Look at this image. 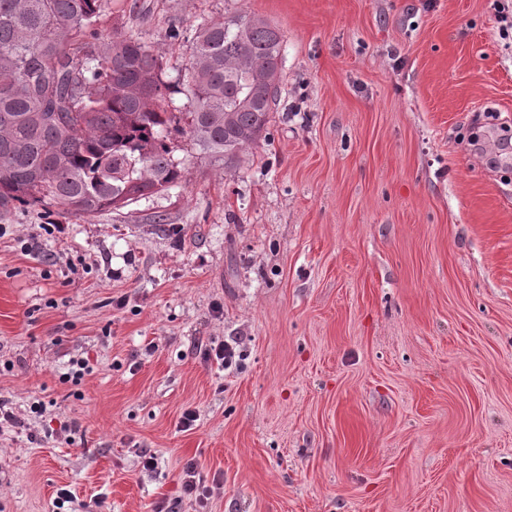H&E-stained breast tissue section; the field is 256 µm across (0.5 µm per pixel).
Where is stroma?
<instances>
[{
    "mask_svg": "<svg viewBox=\"0 0 512 512\" xmlns=\"http://www.w3.org/2000/svg\"><path fill=\"white\" fill-rule=\"evenodd\" d=\"M112 11L175 67L170 26L266 19L280 100L168 196L0 211V512H512V0ZM214 482L215 481H213V485L211 487L205 486L204 480L193 465H188L183 470L182 487L184 492L188 495H193L199 492V496H205L210 492H214V490H220V483Z\"/></svg>",
    "mask_w": 512,
    "mask_h": 512,
    "instance_id": "stroma-1",
    "label": "stroma"
}]
</instances>
